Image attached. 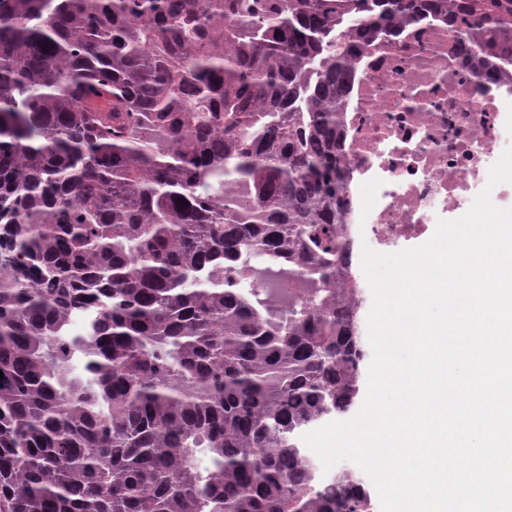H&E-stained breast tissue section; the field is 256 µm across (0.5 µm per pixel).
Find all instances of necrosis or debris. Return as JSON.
I'll return each instance as SVG.
<instances>
[{
	"instance_id": "obj_1",
	"label": "necrosis or debris",
	"mask_w": 512,
	"mask_h": 512,
	"mask_svg": "<svg viewBox=\"0 0 512 512\" xmlns=\"http://www.w3.org/2000/svg\"><path fill=\"white\" fill-rule=\"evenodd\" d=\"M511 104L512 76L476 74L447 24L365 44L344 109L346 240L393 253L462 216L512 145Z\"/></svg>"
}]
</instances>
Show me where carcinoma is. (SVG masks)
I'll return each mask as SVG.
<instances>
[{"mask_svg": "<svg viewBox=\"0 0 512 512\" xmlns=\"http://www.w3.org/2000/svg\"><path fill=\"white\" fill-rule=\"evenodd\" d=\"M429 20L512 66V0H0V512H371L297 435L364 359L356 48Z\"/></svg>", "mask_w": 512, "mask_h": 512, "instance_id": "carcinoma-1", "label": "carcinoma"}]
</instances>
